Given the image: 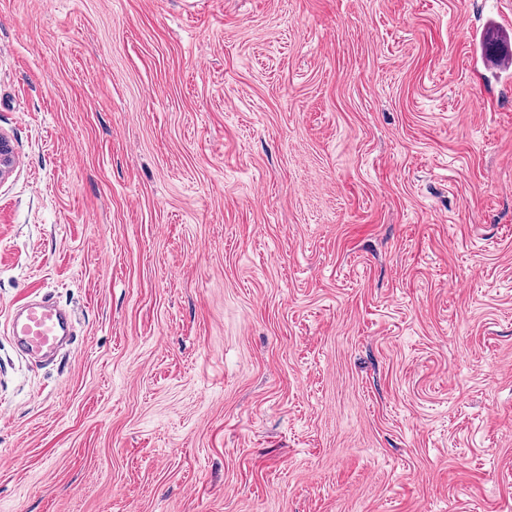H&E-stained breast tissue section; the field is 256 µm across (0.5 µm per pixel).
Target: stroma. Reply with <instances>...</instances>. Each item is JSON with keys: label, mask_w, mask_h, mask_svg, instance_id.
<instances>
[{"label": "stroma", "mask_w": 512, "mask_h": 512, "mask_svg": "<svg viewBox=\"0 0 512 512\" xmlns=\"http://www.w3.org/2000/svg\"><path fill=\"white\" fill-rule=\"evenodd\" d=\"M490 14L0 0V512H512ZM9 328L19 349L35 358L53 352L63 337L73 336L74 321L67 310L44 296L12 311Z\"/></svg>", "instance_id": "1"}]
</instances>
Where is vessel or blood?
<instances>
[{
	"mask_svg": "<svg viewBox=\"0 0 512 512\" xmlns=\"http://www.w3.org/2000/svg\"><path fill=\"white\" fill-rule=\"evenodd\" d=\"M9 328L19 349L35 358L53 352L63 337L73 335L74 321L67 310L45 296L11 312Z\"/></svg>",
	"mask_w": 512,
	"mask_h": 512,
	"instance_id": "obj_1",
	"label": "vessel or blood"
}]
</instances>
